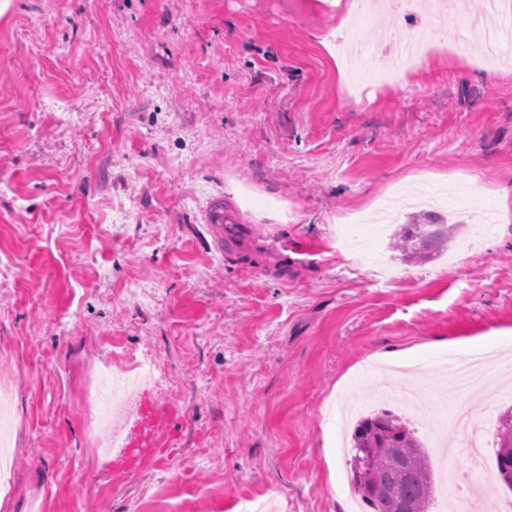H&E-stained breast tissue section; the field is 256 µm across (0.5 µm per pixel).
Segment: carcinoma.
<instances>
[{
	"mask_svg": "<svg viewBox=\"0 0 512 512\" xmlns=\"http://www.w3.org/2000/svg\"><path fill=\"white\" fill-rule=\"evenodd\" d=\"M459 225L404 224L395 246L409 260H422L448 248ZM349 461L353 485L373 512H429L433 473L423 444L413 429L388 410L357 421ZM499 479L502 465H512V408L500 418L495 441Z\"/></svg>",
	"mask_w": 512,
	"mask_h": 512,
	"instance_id": "carcinoma-1",
	"label": "carcinoma"
}]
</instances>
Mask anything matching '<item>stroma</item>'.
Listing matches in <instances>:
<instances>
[{
  "mask_svg": "<svg viewBox=\"0 0 512 512\" xmlns=\"http://www.w3.org/2000/svg\"><path fill=\"white\" fill-rule=\"evenodd\" d=\"M348 0H0V512H347V405L422 443L457 346L512 332V221L415 263L395 225L348 223L404 194L440 217L512 200V65L456 52L469 18L397 84L347 77L321 44ZM252 225L249 260L209 250L202 209ZM293 249L280 277L270 238ZM152 303L124 300L131 285ZM149 353L165 380L85 433L83 375ZM413 366L405 414L385 359ZM471 418L496 430L512 376ZM154 458L152 502L113 430ZM122 493H113L115 485Z\"/></svg>",
  "mask_w": 512,
  "mask_h": 512,
  "instance_id": "35a3bbf8",
  "label": "stroma"
}]
</instances>
